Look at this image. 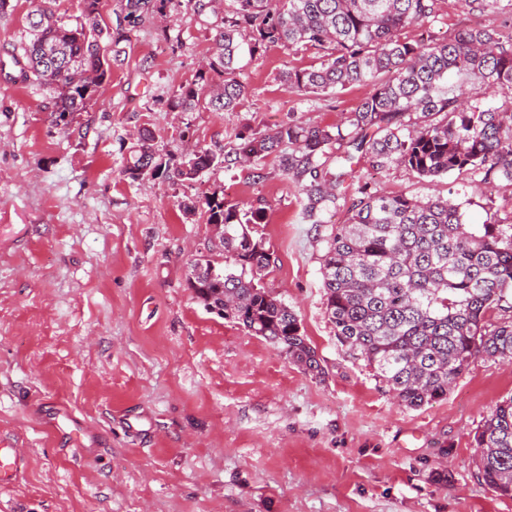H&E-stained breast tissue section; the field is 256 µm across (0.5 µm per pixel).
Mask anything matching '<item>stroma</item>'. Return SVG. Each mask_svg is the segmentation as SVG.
I'll use <instances>...</instances> for the list:
<instances>
[{
    "label": "stroma",
    "instance_id": "35a3bbf8",
    "mask_svg": "<svg viewBox=\"0 0 512 512\" xmlns=\"http://www.w3.org/2000/svg\"><path fill=\"white\" fill-rule=\"evenodd\" d=\"M227 0L197 13L171 0L128 25L104 0V25L125 40L95 104L71 126L48 117V95L15 83L10 56L28 40L32 0L0 18V448L23 465L0 485V512H512L479 478L473 436L512 396V363L476 358L442 400L399 404L336 338L321 267L331 232L302 218L279 161L218 164L197 181L130 180V139L155 130L161 153L186 140L230 149L239 131L295 121L333 127L366 95L301 97L283 73L311 52L268 47L245 59L248 96L233 112H173L167 99L211 55ZM422 34L501 29L506 15L437 0ZM354 169L373 191L452 197L468 224H512V185L453 173L419 178L405 167ZM268 203L269 266L260 287L297 314L324 368L313 376L263 338L210 313L188 286L192 261L215 252L203 214L184 203L211 192ZM64 408L82 420L94 458L63 451L42 418Z\"/></svg>",
    "mask_w": 512,
    "mask_h": 512
}]
</instances>
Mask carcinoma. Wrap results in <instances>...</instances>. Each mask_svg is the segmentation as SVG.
<instances>
[{
    "label": "carcinoma",
    "instance_id": "carcinoma-1",
    "mask_svg": "<svg viewBox=\"0 0 512 512\" xmlns=\"http://www.w3.org/2000/svg\"><path fill=\"white\" fill-rule=\"evenodd\" d=\"M171 0H125L131 22L162 13ZM488 12L512 9L504 0H462ZM71 24L46 0L28 13L30 40L19 74L51 92L50 121L69 125L89 109L112 71V36L102 25V0H82ZM436 17V0H230L212 35L208 68L172 91V111L204 106L230 112L248 87L244 57L274 46H300L315 63L283 75L294 94L332 95L350 84L370 87L342 125L288 123L240 135L229 151L200 148L179 160L158 153L154 134L140 130L122 173L173 182L194 181L216 164L278 158L302 195L309 224H326L339 200L352 197L347 217L332 226L322 277L329 321L340 343L366 362L394 398L418 408L448 394L478 356L512 362V321L483 331L486 313L512 309V225L463 222L449 199L377 195L343 167L351 153L328 155L338 141L371 165H403L420 177L468 172L512 183V35L466 27L441 42L411 40L406 32ZM456 76L461 82L448 87ZM498 89L502 103L469 105L466 94ZM416 116L415 120L405 117ZM202 208L207 223L224 225V269L208 259L191 264L196 298L204 307L285 351L321 374L316 352L296 313L255 283L270 253L251 225L266 221L268 206L231 203L213 192L185 205ZM478 475L494 492L512 495V397L477 428Z\"/></svg>",
    "mask_w": 512,
    "mask_h": 512
}]
</instances>
